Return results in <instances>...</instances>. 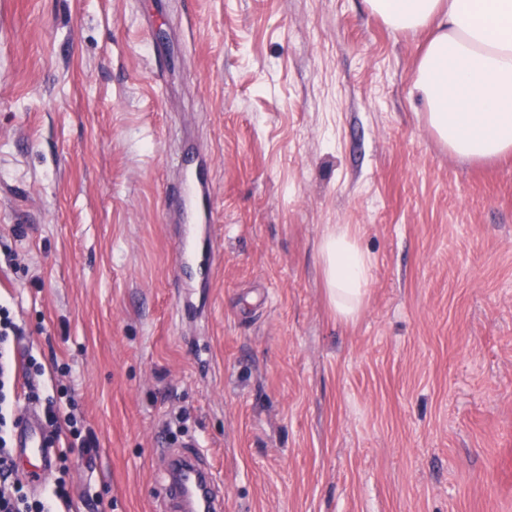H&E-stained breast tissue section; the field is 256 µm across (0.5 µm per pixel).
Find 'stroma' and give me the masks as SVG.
<instances>
[{
  "mask_svg": "<svg viewBox=\"0 0 512 512\" xmlns=\"http://www.w3.org/2000/svg\"><path fill=\"white\" fill-rule=\"evenodd\" d=\"M423 47L366 0H0V301L96 437L75 512H161L168 450L223 512H512V159L428 130ZM333 224L374 259L352 322ZM169 205L176 210L183 209L192 221L199 212L206 214L210 210L209 188L196 168H187L181 187L169 197ZM319 252L324 286L336 317L355 320L370 288L372 256L360 246L351 224L329 228Z\"/></svg>",
  "mask_w": 512,
  "mask_h": 512,
  "instance_id": "obj_1",
  "label": "stroma"
}]
</instances>
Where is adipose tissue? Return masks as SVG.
<instances>
[{
	"mask_svg": "<svg viewBox=\"0 0 512 512\" xmlns=\"http://www.w3.org/2000/svg\"><path fill=\"white\" fill-rule=\"evenodd\" d=\"M391 30H424L410 93L451 155L490 162L512 155V0H367ZM324 286L337 318L355 320L364 305L372 256L351 225L323 235Z\"/></svg>",
	"mask_w": 512,
	"mask_h": 512,
	"instance_id": "ef3b65f1",
	"label": "adipose tissue"
}]
</instances>
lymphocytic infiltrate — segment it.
<instances>
[{
    "instance_id": "obj_1",
    "label": "lymphocytic infiltrate",
    "mask_w": 512,
    "mask_h": 512,
    "mask_svg": "<svg viewBox=\"0 0 512 512\" xmlns=\"http://www.w3.org/2000/svg\"><path fill=\"white\" fill-rule=\"evenodd\" d=\"M20 327L8 306L0 304V512H63L72 504L71 492L64 479H57L41 496L30 498L25 485L17 478L13 435L20 423L14 414L17 388L27 390L31 399H43L44 414L52 429V440L66 439L79 444L83 456H92L94 440L83 437L81 421L71 413L62 412L54 396H39L34 379L43 375L44 368L35 358L20 359Z\"/></svg>"
}]
</instances>
